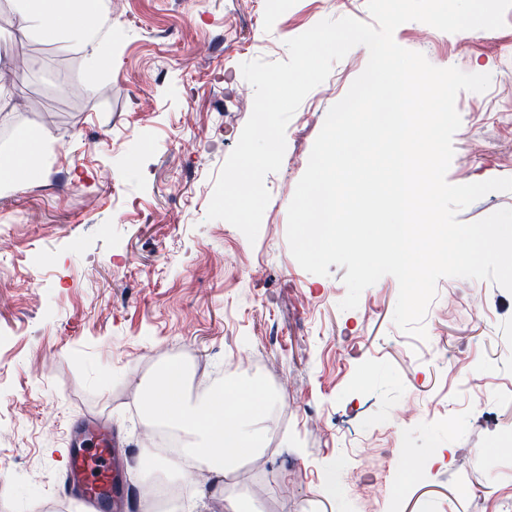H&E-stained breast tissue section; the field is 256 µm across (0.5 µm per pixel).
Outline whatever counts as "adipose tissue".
<instances>
[{"instance_id": "adipose-tissue-1", "label": "adipose tissue", "mask_w": 512, "mask_h": 512, "mask_svg": "<svg viewBox=\"0 0 512 512\" xmlns=\"http://www.w3.org/2000/svg\"><path fill=\"white\" fill-rule=\"evenodd\" d=\"M11 15L23 33L81 48L86 59L81 81L91 86L109 57L108 44L89 36L98 23V0H12ZM43 145L42 138L27 131L21 134L18 147L0 154L1 189L30 176L29 157L39 154ZM188 383L187 368L169 363L142 387L146 418L175 430L180 443L161 464L144 468L141 485L159 489L179 483L191 488L205 471L214 479L211 496L220 512H254L246 497L226 495L224 479L242 460L259 453L272 397L258 382L231 378L218 388L203 386L192 398Z\"/></svg>"}]
</instances>
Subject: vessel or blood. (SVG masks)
I'll return each mask as SVG.
<instances>
[{
	"label": "vessel or blood",
	"instance_id": "obj_1",
	"mask_svg": "<svg viewBox=\"0 0 512 512\" xmlns=\"http://www.w3.org/2000/svg\"><path fill=\"white\" fill-rule=\"evenodd\" d=\"M62 489L79 494L87 512H116L124 495L125 461L112 455V433L105 425L86 422L71 433Z\"/></svg>",
	"mask_w": 512,
	"mask_h": 512
}]
</instances>
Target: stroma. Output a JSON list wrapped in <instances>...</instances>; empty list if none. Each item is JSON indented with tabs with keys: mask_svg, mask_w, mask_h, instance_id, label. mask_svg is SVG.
Returning <instances> with one entry per match:
<instances>
[{
	"mask_svg": "<svg viewBox=\"0 0 512 512\" xmlns=\"http://www.w3.org/2000/svg\"><path fill=\"white\" fill-rule=\"evenodd\" d=\"M370 21L367 0H112V64L79 87L80 51L0 60V148L44 132L54 160L0 191V512H58L68 427L98 418L139 474V385L172 360L195 377L258 378L278 398L260 455L224 480L259 512H504L512 504V294L445 277L426 339L393 322L384 276L341 310L346 268L303 270L287 210L330 107L367 65L333 64L286 129L256 241L207 219L215 179L249 119L244 62L284 61L319 21ZM395 42L434 66L488 73L459 92L452 184L512 177V10L505 25L445 33L409 21ZM52 478L28 490L31 473Z\"/></svg>",
	"mask_w": 512,
	"mask_h": 512,
	"instance_id": "1",
	"label": "stroma"
}]
</instances>
